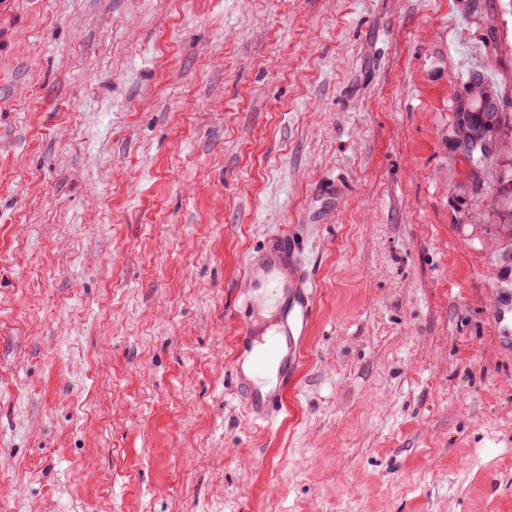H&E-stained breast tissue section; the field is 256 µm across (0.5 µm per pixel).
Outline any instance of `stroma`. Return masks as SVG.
<instances>
[{
  "mask_svg": "<svg viewBox=\"0 0 512 512\" xmlns=\"http://www.w3.org/2000/svg\"><path fill=\"white\" fill-rule=\"evenodd\" d=\"M0 69V512H512V0H24ZM471 70L500 117L456 142ZM316 313L271 428L229 373ZM251 322V336L242 333ZM295 270L293 265H288V277L282 266L281 260L278 258L269 259L262 269L263 278L275 288L276 291L284 295L288 288H292L294 285L303 286V281L300 278L295 277Z\"/></svg>",
  "mask_w": 512,
  "mask_h": 512,
  "instance_id": "stroma-1",
  "label": "stroma"
}]
</instances>
